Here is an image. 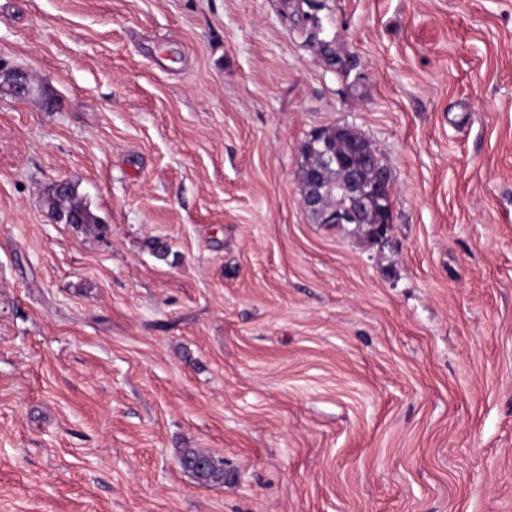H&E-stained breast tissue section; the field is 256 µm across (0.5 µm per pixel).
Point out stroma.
Here are the masks:
<instances>
[{"mask_svg":"<svg viewBox=\"0 0 512 512\" xmlns=\"http://www.w3.org/2000/svg\"><path fill=\"white\" fill-rule=\"evenodd\" d=\"M0 65V512H512V0H0ZM336 125L384 244L301 206ZM0 78H3V82L7 83L11 91L17 95L28 96L33 91L28 74L21 69L4 70L0 67ZM340 133L349 143L354 154V161L348 157L336 155L330 149L331 139L323 129L314 131L299 146L300 154L312 153L326 166H336L342 173V190L349 201L344 208L328 211L322 217L324 224L344 225L358 224L363 229L368 223L366 200L364 197V172L371 171L375 178L374 186L377 192L383 195L385 209L378 224L369 228L367 237L372 243H382L387 239L392 224V178L390 170L381 164L370 142L347 126H336V134ZM47 195L49 208L57 221L73 224L90 235H97L102 231L96 215L85 202L78 199L75 185L71 182H68L63 190L50 187ZM76 221H80L81 224H75ZM208 461L205 466L204 462ZM178 463L181 469L188 473L198 484L203 486L223 485L224 483V460L202 448H182L179 452Z\"/></svg>","mask_w":512,"mask_h":512,"instance_id":"1","label":"stroma"}]
</instances>
